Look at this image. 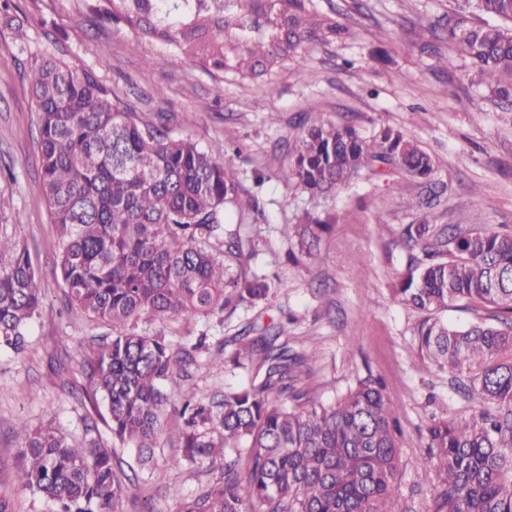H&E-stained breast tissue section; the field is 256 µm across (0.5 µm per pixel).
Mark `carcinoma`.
Wrapping results in <instances>:
<instances>
[{
	"instance_id": "carcinoma-1",
	"label": "carcinoma",
	"mask_w": 512,
	"mask_h": 512,
	"mask_svg": "<svg viewBox=\"0 0 512 512\" xmlns=\"http://www.w3.org/2000/svg\"><path fill=\"white\" fill-rule=\"evenodd\" d=\"M443 32L467 61L463 78L512 110V0H453ZM95 11L138 40L165 43L221 82L232 72L263 84L293 67L306 47L340 39L347 26L319 15L314 0H98ZM39 115V165L70 311L111 327L77 357L85 392L104 403L112 440L133 444L139 463L170 405L165 381L192 356L164 338L136 331L140 321L190 313L209 317L269 300L273 285L252 275L247 242L226 227L225 204L238 195L240 151L203 150L173 132L172 116L150 122L121 106L95 74L55 59L28 72ZM402 173L429 182L431 156L399 130L370 137L354 126L302 127L292 178L313 195L361 172ZM288 224L311 255L326 224ZM474 227L437 226L422 217L403 234L410 249L395 288L420 314L413 336L423 369L464 376L479 405L469 417H434L426 432L440 491L436 512H512V318L448 323V304L493 305L512 314V234L481 217ZM42 299L24 244L0 224V349L20 352ZM221 342L210 366L255 369L248 387L220 400L188 398L179 409L182 455L205 460L212 479L180 512H395L401 430L378 380H361L328 404L307 400L306 357L275 326L252 323ZM16 480L56 512H123L122 476L112 449L76 446L52 424L15 428Z\"/></svg>"
}]
</instances>
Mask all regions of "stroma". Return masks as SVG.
Returning <instances> with one entry per match:
<instances>
[{"mask_svg": "<svg viewBox=\"0 0 512 512\" xmlns=\"http://www.w3.org/2000/svg\"><path fill=\"white\" fill-rule=\"evenodd\" d=\"M316 3L320 13L339 15L351 38L313 42L304 75L285 72L258 87L231 73L216 81L166 45L135 41L123 24L91 12L89 0H0V193L13 199L20 221L12 230L43 288L25 349L0 352V489L13 492L15 512H54L51 503L15 486L14 429L22 420L52 423L75 444L96 438L112 445L122 468L136 470L124 512H179L210 469L205 462L169 467L180 446L175 413L164 421L152 467L138 466L136 448L113 444L101 402L83 394L74 352L111 329L67 310L27 78L41 58L93 70L141 120L169 112L175 132L199 146L221 142L241 151L239 195L256 198L258 207L227 204V222L251 242V272L286 287L266 304L222 319L185 315L139 323L140 332L194 350L188 376L168 380L166 391L210 398L248 386L247 371L214 372L210 357L253 320L276 324L289 346L307 357L313 401L330 402L367 377L383 383L402 429L395 510L433 512L438 488L426 427L431 416H466L474 404L450 373L420 368L412 336L419 314L392 291L409 256L401 232L418 219L407 208L416 197L431 198L430 223L467 228L478 214L489 227L512 231V112L496 109L485 88L463 79L453 45L432 42L427 27L447 12L448 0ZM104 51L105 67L99 64ZM439 55L453 58V67L439 68ZM150 56L166 62L147 65ZM302 114L313 123L352 124L367 136L383 125L400 129L434 159L432 186L404 175L364 174L329 196L310 195L289 175ZM307 214L329 221L330 231L313 258L296 266L287 256L298 244L281 229ZM363 258L372 267L367 276L359 271Z\"/></svg>", "mask_w": 512, "mask_h": 512, "instance_id": "35a3bbf8", "label": "stroma"}]
</instances>
